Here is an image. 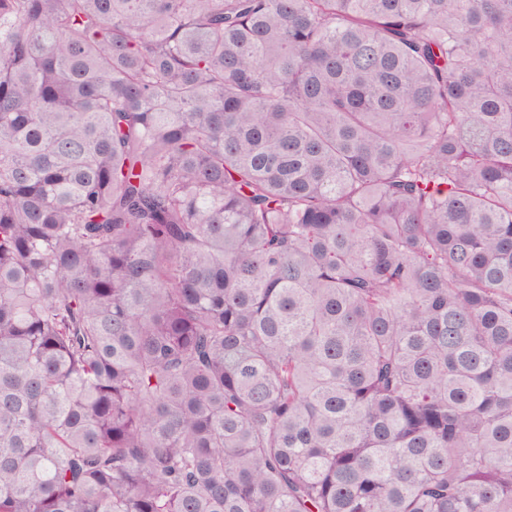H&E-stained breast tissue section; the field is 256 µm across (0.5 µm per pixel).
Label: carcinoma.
<instances>
[{"mask_svg":"<svg viewBox=\"0 0 512 512\" xmlns=\"http://www.w3.org/2000/svg\"><path fill=\"white\" fill-rule=\"evenodd\" d=\"M0 512H512V0H0Z\"/></svg>","mask_w":512,"mask_h":512,"instance_id":"1","label":"carcinoma"}]
</instances>
